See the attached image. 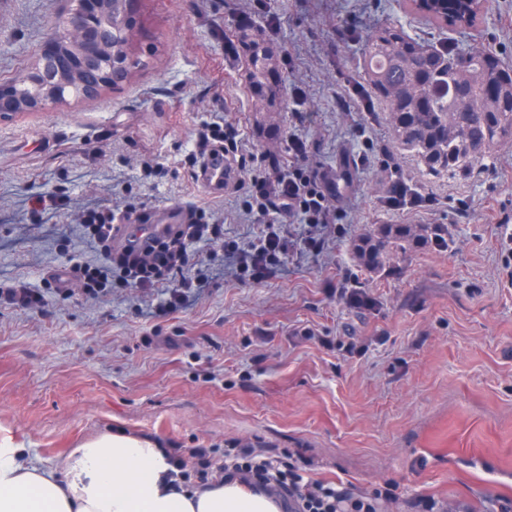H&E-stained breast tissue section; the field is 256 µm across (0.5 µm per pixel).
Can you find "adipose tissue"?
<instances>
[{"label": "adipose tissue", "mask_w": 512, "mask_h": 512, "mask_svg": "<svg viewBox=\"0 0 512 512\" xmlns=\"http://www.w3.org/2000/svg\"><path fill=\"white\" fill-rule=\"evenodd\" d=\"M170 469L157 442L126 433L84 441L58 472L27 463L4 439L0 512H280L273 498L237 481L176 487Z\"/></svg>", "instance_id": "ef3b65f1"}]
</instances>
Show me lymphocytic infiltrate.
<instances>
[{"label": "lymphocytic infiltrate", "mask_w": 512, "mask_h": 512, "mask_svg": "<svg viewBox=\"0 0 512 512\" xmlns=\"http://www.w3.org/2000/svg\"><path fill=\"white\" fill-rule=\"evenodd\" d=\"M291 96L288 148L293 163L269 161L265 175L248 179L245 212L256 232L245 238L227 235L223 222L203 213L197 223L145 250L115 249L110 245L114 214L84 208L77 214L76 227L94 258L72 259L68 267L79 292L99 299L136 290L155 297L149 316L163 319L187 308L194 292L208 287L225 265H233L240 278L259 285L281 275L290 257L321 252L336 210L325 174L305 164L308 140L301 129L311 123L312 115L301 109L304 94L296 87ZM288 222L303 225L301 236L285 231ZM214 454L205 447L170 449L175 478L190 489L212 486L218 478L238 480L274 496L285 512H378L384 496L380 490L364 495L341 483L304 479L291 454L269 456L250 443L226 445L221 466Z\"/></svg>", "instance_id": "f902f5d3"}]
</instances>
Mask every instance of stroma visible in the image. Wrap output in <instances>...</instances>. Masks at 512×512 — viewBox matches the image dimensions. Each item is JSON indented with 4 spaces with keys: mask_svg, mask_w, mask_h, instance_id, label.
I'll list each match as a JSON object with an SVG mask.
<instances>
[{
    "mask_svg": "<svg viewBox=\"0 0 512 512\" xmlns=\"http://www.w3.org/2000/svg\"><path fill=\"white\" fill-rule=\"evenodd\" d=\"M135 0L134 65L89 99L0 121V279L42 284L65 265L32 229L28 198L67 194L54 230L75 236L90 202L152 207L157 196L214 212L244 235L246 185L220 198L192 177L196 133L223 117L262 174L288 151L291 88L313 115L308 167L346 172L329 247L253 285L225 270L192 306L150 319L140 293L90 299L48 290L37 312H0V438L38 466L123 431L180 448L251 440L299 457L306 475L356 492L393 486L379 512H500L512 502V142L465 180L425 175L397 149L388 106L346 97L368 35L398 24L423 45L452 40L512 64V0L451 29L409 0ZM67 0H0V84L33 66ZM403 181L423 206L394 208ZM376 224H445L448 249L419 247L385 275L355 262ZM314 339H306L304 330ZM177 339L151 349L153 333Z\"/></svg>",
    "mask_w": 512,
    "mask_h": 512,
    "instance_id": "35a3bbf8",
    "label": "stroma"
}]
</instances>
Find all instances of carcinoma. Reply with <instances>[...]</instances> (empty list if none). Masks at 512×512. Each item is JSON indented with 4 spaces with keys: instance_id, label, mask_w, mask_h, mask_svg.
Wrapping results in <instances>:
<instances>
[{
    "instance_id": "carcinoma-1",
    "label": "carcinoma",
    "mask_w": 512,
    "mask_h": 512,
    "mask_svg": "<svg viewBox=\"0 0 512 512\" xmlns=\"http://www.w3.org/2000/svg\"><path fill=\"white\" fill-rule=\"evenodd\" d=\"M129 0H106L89 17L98 29L103 48L77 72H58L51 58L38 57L34 64L40 76H28L13 85L26 111L32 103L52 98L96 95L101 85L124 78L131 66L132 43L118 25ZM77 0L54 22L53 33L65 32L72 21ZM469 4L446 0L432 6L426 16L433 20L443 12L463 18ZM363 66L370 97L387 98L388 120L394 143L407 150L427 175L466 177L474 167L494 163L493 150L512 141V67L492 51L462 53L457 45L428 47L408 36L402 27L389 24L368 36L363 48ZM450 233L440 224L413 229L407 224H380L362 234L352 245L354 258L371 273L381 275L420 245L448 248Z\"/></svg>"
}]
</instances>
